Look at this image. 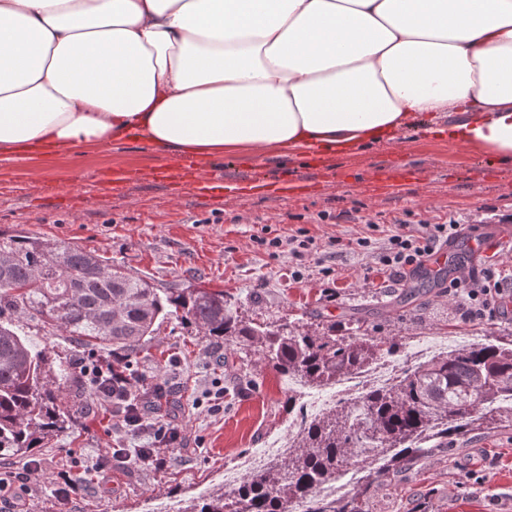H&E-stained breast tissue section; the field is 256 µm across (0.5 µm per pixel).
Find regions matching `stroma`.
I'll use <instances>...</instances> for the list:
<instances>
[{"label": "stroma", "instance_id": "35a3bbf8", "mask_svg": "<svg viewBox=\"0 0 512 512\" xmlns=\"http://www.w3.org/2000/svg\"><path fill=\"white\" fill-rule=\"evenodd\" d=\"M198 170L224 183L223 192L199 189ZM393 172L403 176L399 190H373V182ZM450 222L461 226L452 244L468 269L506 272L494 319L463 317L459 297L444 284L424 293L417 311L402 314L386 304L396 283L377 251L347 247L368 234L382 242L398 230L417 235L423 225ZM0 227L78 243L162 288L191 281L229 292L260 321H304L313 313L336 319L361 308L382 334L405 346L432 336L493 342L512 332V164L449 148L418 129L324 161L273 153L257 165L229 156L187 165L139 141L4 161ZM304 235L314 238V249L293 252L288 237ZM276 237L283 246L269 247ZM472 239L483 243L478 252L466 249ZM296 269L302 280L292 278ZM159 363L175 402L149 415L176 420L186 446L161 449V468L117 459L101 466L112 449L144 448L148 441L111 424L105 403H96L79 439L60 436L35 449L36 471L24 461L0 464L1 477L20 476L12 486L15 512H145L148 500L160 497L184 507L215 471L259 447L268 429L288 425L287 379L260 360H253L248 379L235 352L216 367L203 339L167 323L141 368ZM216 380L224 384V411L217 415L201 403ZM64 475L81 483L65 501L54 493ZM368 509L512 512V420L472 433L452 452L427 454L405 478L384 477Z\"/></svg>", "mask_w": 512, "mask_h": 512}]
</instances>
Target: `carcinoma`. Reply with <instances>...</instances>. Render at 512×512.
I'll return each mask as SVG.
<instances>
[{
    "label": "carcinoma",
    "mask_w": 512,
    "mask_h": 512,
    "mask_svg": "<svg viewBox=\"0 0 512 512\" xmlns=\"http://www.w3.org/2000/svg\"><path fill=\"white\" fill-rule=\"evenodd\" d=\"M409 284L392 304L411 313L416 290ZM305 324L245 319L222 290L158 288L96 251L77 243L0 229V460L26 458L79 424L92 408L93 387L72 358L26 339L69 336L89 354L112 349V364L127 377L115 386L110 414L124 424L132 408L164 395L151 376L130 373L161 326L174 321L196 332L215 351L237 344L260 355L278 374H297L310 385L396 354L394 336L368 333L366 312ZM512 395V346L474 343L445 359L406 373L396 387L364 395L308 423L295 451L245 481L236 491L214 492L190 512H291L311 501V512H368L364 492L325 504L317 487L336 469L359 461L358 448H397L382 468L369 469L370 483L407 471L427 449L408 445L414 435L440 422L439 446L460 439L480 421L494 419L488 405Z\"/></svg>",
    "instance_id": "cac0c4a2"
}]
</instances>
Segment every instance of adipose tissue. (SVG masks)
<instances>
[{
  "instance_id": "1",
  "label": "adipose tissue",
  "mask_w": 512,
  "mask_h": 512,
  "mask_svg": "<svg viewBox=\"0 0 512 512\" xmlns=\"http://www.w3.org/2000/svg\"><path fill=\"white\" fill-rule=\"evenodd\" d=\"M417 126L512 161V0H0V159L256 163Z\"/></svg>"
}]
</instances>
